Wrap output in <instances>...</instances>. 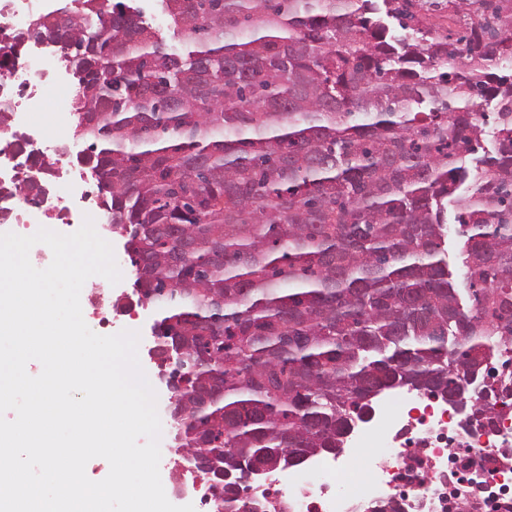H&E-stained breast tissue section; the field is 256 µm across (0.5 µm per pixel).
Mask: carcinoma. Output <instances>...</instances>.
<instances>
[{
	"label": "carcinoma",
	"mask_w": 512,
	"mask_h": 512,
	"mask_svg": "<svg viewBox=\"0 0 512 512\" xmlns=\"http://www.w3.org/2000/svg\"><path fill=\"white\" fill-rule=\"evenodd\" d=\"M160 2L165 32L137 0H69L29 37L69 61L214 512H288L242 497L251 472L512 352V0ZM454 213V206L451 204L448 205V238L446 239L445 248L448 250V264L450 268L455 272L458 281L461 283L463 276L461 269V259L459 258L460 238L457 236L455 232L457 224H454Z\"/></svg>",
	"instance_id": "1"
}]
</instances>
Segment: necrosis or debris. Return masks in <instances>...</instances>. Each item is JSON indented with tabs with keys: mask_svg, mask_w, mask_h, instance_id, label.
<instances>
[{
	"mask_svg": "<svg viewBox=\"0 0 512 512\" xmlns=\"http://www.w3.org/2000/svg\"><path fill=\"white\" fill-rule=\"evenodd\" d=\"M70 67L57 46L34 43L25 57L0 70V139L15 144L26 161L12 181L36 182L41 222L54 230L92 218L97 233L111 239L112 227L86 189L82 168L69 161L71 141L45 112L48 98L71 114L76 91ZM490 390L474 394L486 405L492 425L463 423L448 404L424 393L393 390L382 395L366 420L355 423L348 443L336 456L305 459L262 481L265 489L287 485L290 512H373L374 507L400 504L404 512H448L449 499H459L466 512H486L468 481L451 482L448 475L459 456H467L483 491L497 502L512 500V396L501 386L512 384V363L498 367ZM357 469V481L347 479Z\"/></svg>",
	"mask_w": 512,
	"mask_h": 512,
	"instance_id": "necrosis-or-debris-1",
	"label": "necrosis or debris"
}]
</instances>
